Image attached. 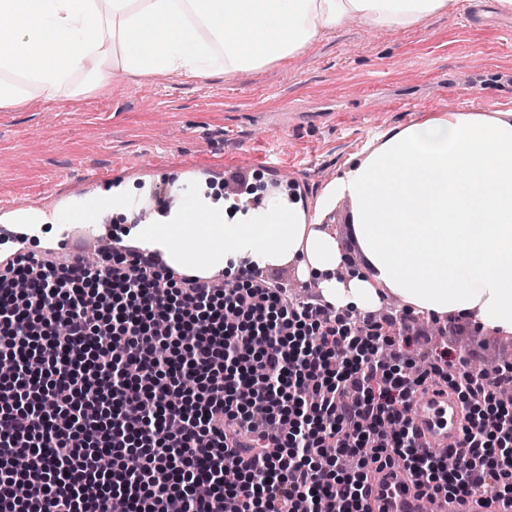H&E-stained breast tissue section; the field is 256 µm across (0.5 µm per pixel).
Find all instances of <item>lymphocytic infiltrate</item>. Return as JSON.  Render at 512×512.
I'll return each instance as SVG.
<instances>
[{
	"label": "lymphocytic infiltrate",
	"instance_id": "f902f5d3",
	"mask_svg": "<svg viewBox=\"0 0 512 512\" xmlns=\"http://www.w3.org/2000/svg\"><path fill=\"white\" fill-rule=\"evenodd\" d=\"M25 293H18V281ZM240 287L177 278L154 256L0 266V512H371L373 469L427 495L512 507V363L495 377L405 371L402 328L339 313L242 265ZM465 409L454 460L408 416L416 388ZM237 481L224 486V472ZM28 489L16 498L15 485Z\"/></svg>",
	"mask_w": 512,
	"mask_h": 512
}]
</instances>
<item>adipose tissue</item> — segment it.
<instances>
[{
	"instance_id": "1",
	"label": "adipose tissue",
	"mask_w": 512,
	"mask_h": 512,
	"mask_svg": "<svg viewBox=\"0 0 512 512\" xmlns=\"http://www.w3.org/2000/svg\"><path fill=\"white\" fill-rule=\"evenodd\" d=\"M464 0H0V109L69 100L117 73L185 81L255 70L354 20L399 32ZM363 260L342 282L337 236L277 196L232 209L199 193L135 237L183 270L263 268L299 258L327 301L362 311L385 287L403 303L472 314L512 335V110L451 112L380 135L330 182Z\"/></svg>"
}]
</instances>
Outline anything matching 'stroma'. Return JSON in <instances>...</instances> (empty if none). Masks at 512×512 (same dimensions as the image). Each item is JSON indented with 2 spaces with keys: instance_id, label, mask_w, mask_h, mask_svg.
I'll return each instance as SVG.
<instances>
[{
  "instance_id": "stroma-1",
  "label": "stroma",
  "mask_w": 512,
  "mask_h": 512,
  "mask_svg": "<svg viewBox=\"0 0 512 512\" xmlns=\"http://www.w3.org/2000/svg\"><path fill=\"white\" fill-rule=\"evenodd\" d=\"M396 34L359 23L328 33L288 61L229 77L112 78L71 102L0 111V203H24L40 224L21 225L45 254L61 214L84 196L134 183L142 195L176 181L214 187L213 167L271 183L258 163L277 152L290 194L315 209L327 183L389 130L465 109H512V15L490 0ZM287 133H280V125ZM432 354L499 369L508 339L472 320L440 319Z\"/></svg>"
}]
</instances>
